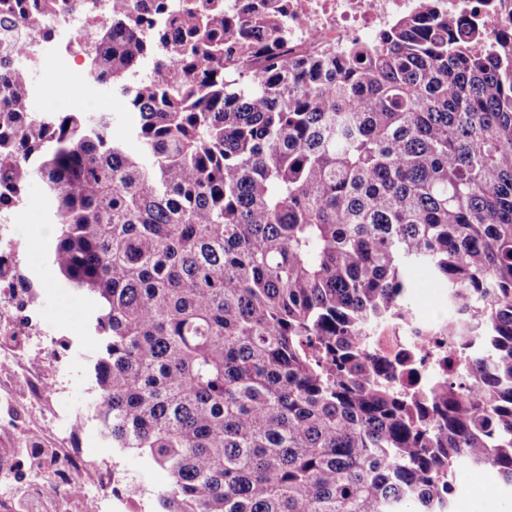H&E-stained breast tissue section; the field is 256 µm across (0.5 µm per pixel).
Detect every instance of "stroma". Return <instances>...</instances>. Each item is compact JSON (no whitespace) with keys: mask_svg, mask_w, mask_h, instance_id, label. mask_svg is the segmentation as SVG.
<instances>
[{"mask_svg":"<svg viewBox=\"0 0 512 512\" xmlns=\"http://www.w3.org/2000/svg\"><path fill=\"white\" fill-rule=\"evenodd\" d=\"M31 110L41 112L110 113L121 125L135 122L126 98L110 87L80 83L75 68L46 64L31 74ZM47 222L38 187H31L17 223L0 226L9 254L0 259V322L17 327L13 348L22 356L0 364V512H18L19 497L32 479L8 465L20 448H78L88 463L85 493L96 496L101 484L119 480L143 490L139 512H155L158 490L167 474L133 449L113 447L101 433L95 400L92 360L100 339L89 328L90 301L66 288L49 258L55 240H42ZM51 389L37 393L35 384ZM457 470L456 512H486L488 497L512 505V492L499 488L495 473L483 484Z\"/></svg>","mask_w":512,"mask_h":512,"instance_id":"35a3bbf8","label":"stroma"}]
</instances>
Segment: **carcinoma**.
<instances>
[{"instance_id":"1","label":"carcinoma","mask_w":512,"mask_h":512,"mask_svg":"<svg viewBox=\"0 0 512 512\" xmlns=\"http://www.w3.org/2000/svg\"><path fill=\"white\" fill-rule=\"evenodd\" d=\"M9 25L0 208L34 182L50 202L51 263L95 302L102 431L167 472L156 512H452L476 464L512 488V33L426 4L293 54L285 0H112L88 55L124 128L31 111ZM410 268L456 313L448 348L484 354L402 393L364 337L408 313Z\"/></svg>"}]
</instances>
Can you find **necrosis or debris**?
<instances>
[{
  "mask_svg": "<svg viewBox=\"0 0 512 512\" xmlns=\"http://www.w3.org/2000/svg\"><path fill=\"white\" fill-rule=\"evenodd\" d=\"M439 10L448 16L476 25L493 20L499 31H512V0H437ZM422 0H288V48L312 53L324 47L343 51L354 42L370 38L396 20L414 15ZM96 17L72 18L56 25V37H25V47L16 57L18 65L37 69L46 61L70 57L81 60L85 38ZM447 316L431 321L416 317L412 321L397 318L381 325L370 346L381 353L406 359L415 371L395 372L398 388L410 390L422 384L450 376L446 351ZM85 460L74 448L61 449L57 460L60 473L55 489L57 512H68L71 500L83 497L85 485L81 473Z\"/></svg>",
  "mask_w": 512,
  "mask_h": 512,
  "instance_id": "1",
  "label": "necrosis or debris"
}]
</instances>
